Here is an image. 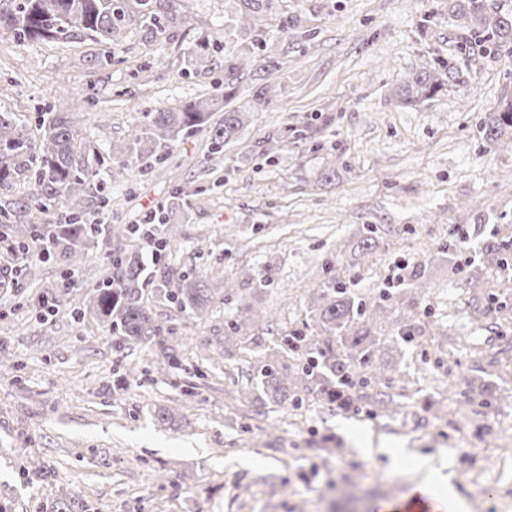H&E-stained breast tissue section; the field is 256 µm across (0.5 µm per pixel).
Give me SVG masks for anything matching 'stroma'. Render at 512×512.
I'll list each match as a JSON object with an SVG mask.
<instances>
[{
	"label": "stroma",
	"mask_w": 512,
	"mask_h": 512,
	"mask_svg": "<svg viewBox=\"0 0 512 512\" xmlns=\"http://www.w3.org/2000/svg\"><path fill=\"white\" fill-rule=\"evenodd\" d=\"M184 5L191 24L171 23L154 41L131 32L104 69L91 65L95 42H21L0 29V108L27 118L56 87L70 88L59 107L105 149L122 150L145 111L224 91L235 40L215 48L208 67L185 60L242 0ZM279 13L298 17V32L268 26L259 47L283 62L288 94L251 104L252 78L242 75L233 102L250 103L251 122L225 146L219 174L203 129L134 181H110L112 222L124 227L142 224L176 183L197 188L154 271L220 269L236 287L199 320L151 298L174 330L176 368L161 370L142 346H116L94 319L74 322L72 308L112 269L110 248L90 249L75 270L35 260L0 283V512H39L65 493L73 512H317L330 481L360 485L355 497L336 498L334 512H407L426 500L433 512H453L415 468L419 458L452 473L467 512H512V270L494 269L472 289L463 269L491 224L512 225V149L479 132L512 96V51L460 54L448 0H280ZM428 13L437 21L421 27ZM443 60L459 80L401 107L396 83ZM309 122L325 126L320 151L299 138L263 155V140ZM366 224L377 229L376 248L344 253ZM460 228L472 250L454 270L442 253ZM425 256L428 293L389 387L410 396L401 414L306 399L249 419L234 396L259 355L225 353L229 317H248L250 334L268 341L301 328L325 266L370 303L401 288L404 263ZM46 285L65 301L53 315L42 307ZM130 366L135 376H126ZM162 407L175 423L158 422ZM32 461L45 470L29 480ZM366 470L371 480H362ZM475 481L485 497H471Z\"/></svg>",
	"instance_id": "1"
}]
</instances>
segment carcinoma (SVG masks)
<instances>
[{
  "instance_id": "obj_1",
  "label": "carcinoma",
  "mask_w": 512,
  "mask_h": 512,
  "mask_svg": "<svg viewBox=\"0 0 512 512\" xmlns=\"http://www.w3.org/2000/svg\"><path fill=\"white\" fill-rule=\"evenodd\" d=\"M180 0H0V28L18 40H46L68 43L87 38L106 47L93 59L98 68L112 65L114 49L128 34L138 28L145 38L164 35L168 22L177 18L173 8ZM244 11L224 32L215 31L200 39L187 63L200 67L207 63L210 48L231 31L241 37L236 51L224 57V93L204 95L184 104L165 105L144 114L133 140L126 147L125 159L114 170L113 180L131 178L144 171L150 162L163 159L161 151L173 147L180 138L206 129L211 136L212 153L224 151V145L237 139L249 122V111L231 108L235 84L248 70L266 81L259 98L270 102L286 94V84L274 78L283 63L269 61L259 54L256 44L260 33L276 13L275 0H243ZM448 15L456 18L459 42L480 44L489 51L512 49V14L498 10L492 0H448ZM456 79L454 68L442 64L434 70L424 68L399 81L397 101L413 107L436 96L445 85ZM224 113L220 122H212L215 113ZM483 138L491 145L512 146V97L496 111L486 114L480 125ZM100 155L99 145L92 141L78 122L75 113L64 112L52 105L38 113L35 131L26 128L13 112L0 110V184L19 178L31 184L28 192L16 199L0 200V224L15 245L39 239L52 242L49 255L77 268L91 248L112 247V273L94 287L86 307H77L73 316L83 321L90 314L122 346L137 344L159 348L164 363L174 368L179 358L166 346L165 336L173 333L155 318L148 303L147 286L152 284L159 297L171 303L180 313L201 318L212 304L228 301L233 284L212 273L201 278L184 274L170 285L165 278L153 282L143 254L122 244L127 230L102 227L93 214L108 211L112 197L103 193L97 200L88 191L89 157ZM197 189L176 185L173 204L149 218L143 228L163 251L171 236L169 224L176 218L173 206H186L187 198ZM507 228L495 226L483 248L500 269L508 266L501 251L508 250ZM428 260L411 265L405 287L384 296V301L368 304L353 289L331 275L311 289L308 302L310 323L306 329L280 337L265 347L258 362L254 383L243 397L257 408L278 406L302 395L321 398L330 403L367 411L371 407L392 406L398 413L402 406L380 390L388 387L391 376L401 368L403 347L414 340L411 321H395L391 335H382V323L397 302L424 298L425 271ZM245 319L230 320L225 325L224 344L245 348L259 347L255 336H245ZM288 354L294 364L283 367L280 357Z\"/></svg>"
}]
</instances>
